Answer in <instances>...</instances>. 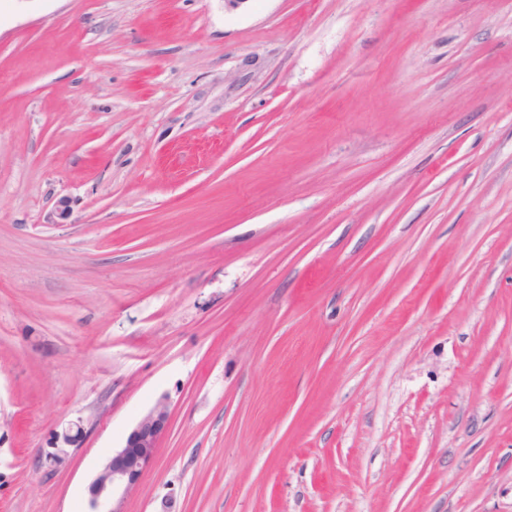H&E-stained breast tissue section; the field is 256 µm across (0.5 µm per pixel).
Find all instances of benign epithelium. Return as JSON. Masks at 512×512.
I'll return each instance as SVG.
<instances>
[{
    "instance_id": "obj_1",
    "label": "benign epithelium",
    "mask_w": 512,
    "mask_h": 512,
    "mask_svg": "<svg viewBox=\"0 0 512 512\" xmlns=\"http://www.w3.org/2000/svg\"><path fill=\"white\" fill-rule=\"evenodd\" d=\"M170 419L169 404L161 397L135 423L123 445L105 460L89 483L93 512H119L113 507L114 496L127 493L141 481Z\"/></svg>"
}]
</instances>
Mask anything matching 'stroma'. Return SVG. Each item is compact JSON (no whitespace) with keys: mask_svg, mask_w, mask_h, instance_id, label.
I'll use <instances>...</instances> for the list:
<instances>
[{"mask_svg":"<svg viewBox=\"0 0 512 512\" xmlns=\"http://www.w3.org/2000/svg\"><path fill=\"white\" fill-rule=\"evenodd\" d=\"M163 396L119 512H512V0H0V512Z\"/></svg>","mask_w":512,"mask_h":512,"instance_id":"stroma-1","label":"stroma"}]
</instances>
